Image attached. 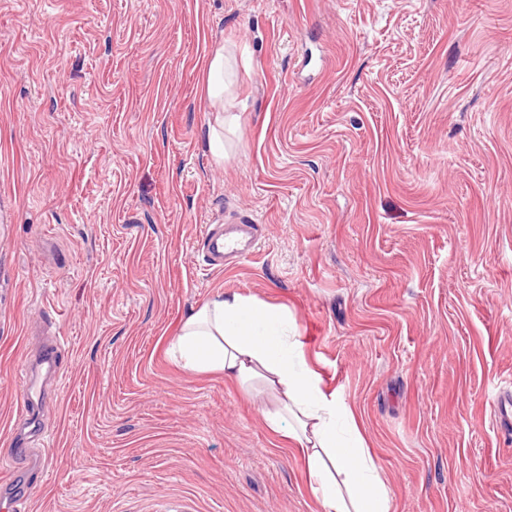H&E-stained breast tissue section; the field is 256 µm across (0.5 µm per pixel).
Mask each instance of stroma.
<instances>
[{
  "mask_svg": "<svg viewBox=\"0 0 512 512\" xmlns=\"http://www.w3.org/2000/svg\"><path fill=\"white\" fill-rule=\"evenodd\" d=\"M243 217L212 268L201 225ZM218 290L288 307L393 512H512V0H0L10 512H320L261 399L166 352ZM229 64L224 57L223 47H217L207 64V97L210 107L215 112V124H210L207 131L209 147L217 161L223 162L227 156L224 142V127H236L239 114L224 113V91L226 88L225 75ZM237 236L230 237L227 233L224 236L213 230L211 225H206L202 232L203 248L206 251L208 260L212 265L223 264L224 256L231 254L235 258L244 257L253 250L251 246L255 240L254 232L257 224H236Z\"/></svg>",
  "mask_w": 512,
  "mask_h": 512,
  "instance_id": "stroma-1",
  "label": "stroma"
}]
</instances>
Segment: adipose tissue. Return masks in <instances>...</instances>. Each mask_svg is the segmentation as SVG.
I'll return each instance as SVG.
<instances>
[{
  "instance_id": "adipose-tissue-1",
  "label": "adipose tissue",
  "mask_w": 512,
  "mask_h": 512,
  "mask_svg": "<svg viewBox=\"0 0 512 512\" xmlns=\"http://www.w3.org/2000/svg\"><path fill=\"white\" fill-rule=\"evenodd\" d=\"M228 68L223 48H216L207 64V97L215 113L207 140L219 161L227 156L224 130L239 121L238 113L224 109ZM168 351L186 371L220 373L244 394L265 397L263 423L297 447L322 512H393L353 410L309 365L288 308L216 292L184 317Z\"/></svg>"
}]
</instances>
